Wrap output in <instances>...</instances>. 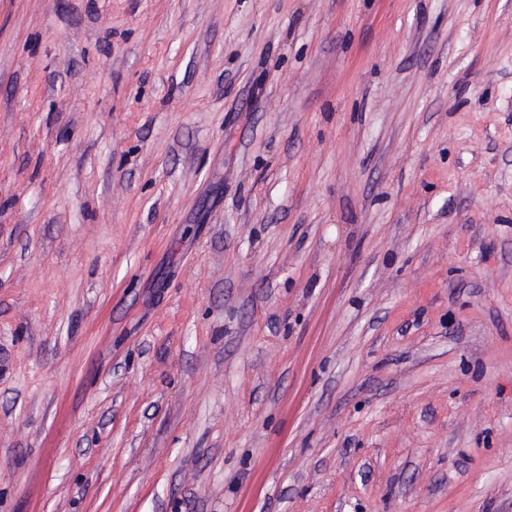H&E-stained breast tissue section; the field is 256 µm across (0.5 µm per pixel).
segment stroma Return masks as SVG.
<instances>
[{
  "label": "stroma",
  "instance_id": "1",
  "mask_svg": "<svg viewBox=\"0 0 512 512\" xmlns=\"http://www.w3.org/2000/svg\"><path fill=\"white\" fill-rule=\"evenodd\" d=\"M0 512H512V0H0Z\"/></svg>",
  "mask_w": 512,
  "mask_h": 512
}]
</instances>
